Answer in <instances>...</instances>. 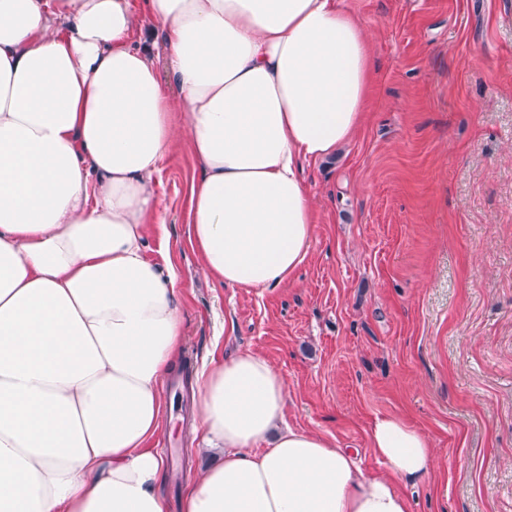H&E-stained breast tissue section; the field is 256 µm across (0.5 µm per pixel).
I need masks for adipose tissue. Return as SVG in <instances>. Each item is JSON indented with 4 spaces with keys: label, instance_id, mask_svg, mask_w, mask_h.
<instances>
[{
    "label": "adipose tissue",
    "instance_id": "adipose-tissue-1",
    "mask_svg": "<svg viewBox=\"0 0 512 512\" xmlns=\"http://www.w3.org/2000/svg\"><path fill=\"white\" fill-rule=\"evenodd\" d=\"M0 0V512H168L161 389L184 342L179 277L144 257L175 139L199 164L188 232L226 286L287 284L315 206L303 165L360 129L371 32L346 0ZM162 27L172 103L133 35ZM183 122L175 124L174 111ZM264 355L204 363L196 410L218 461L182 512H411L425 434L376 418L353 448L284 423Z\"/></svg>",
    "mask_w": 512,
    "mask_h": 512
}]
</instances>
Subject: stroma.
<instances>
[{"instance_id": "1", "label": "stroma", "mask_w": 512, "mask_h": 512, "mask_svg": "<svg viewBox=\"0 0 512 512\" xmlns=\"http://www.w3.org/2000/svg\"><path fill=\"white\" fill-rule=\"evenodd\" d=\"M373 34L367 119L309 163L316 224L286 286L209 279L188 235L197 165L178 139L155 184L144 256L180 277L182 371L252 350L277 368L291 427L358 449L398 414L437 458L412 512H512V0H347ZM150 447L184 448L162 491L181 512L198 449L193 402L165 398Z\"/></svg>"}]
</instances>
